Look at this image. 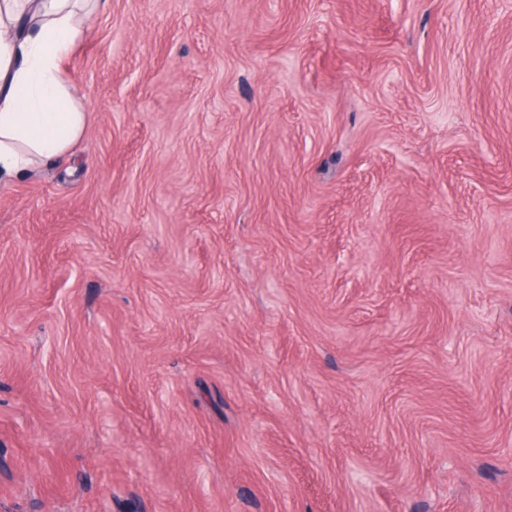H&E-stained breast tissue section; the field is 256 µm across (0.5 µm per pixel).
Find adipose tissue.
Segmentation results:
<instances>
[{
    "mask_svg": "<svg viewBox=\"0 0 512 512\" xmlns=\"http://www.w3.org/2000/svg\"><path fill=\"white\" fill-rule=\"evenodd\" d=\"M97 0H0V173L66 156L86 112L62 69Z\"/></svg>",
    "mask_w": 512,
    "mask_h": 512,
    "instance_id": "adipose-tissue-1",
    "label": "adipose tissue"
}]
</instances>
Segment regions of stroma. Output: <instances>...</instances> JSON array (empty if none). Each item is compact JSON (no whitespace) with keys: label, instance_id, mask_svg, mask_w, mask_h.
<instances>
[{"label":"stroma","instance_id":"obj_1","mask_svg":"<svg viewBox=\"0 0 512 512\" xmlns=\"http://www.w3.org/2000/svg\"><path fill=\"white\" fill-rule=\"evenodd\" d=\"M65 76L0 512H512V0H103Z\"/></svg>","mask_w":512,"mask_h":512}]
</instances>
